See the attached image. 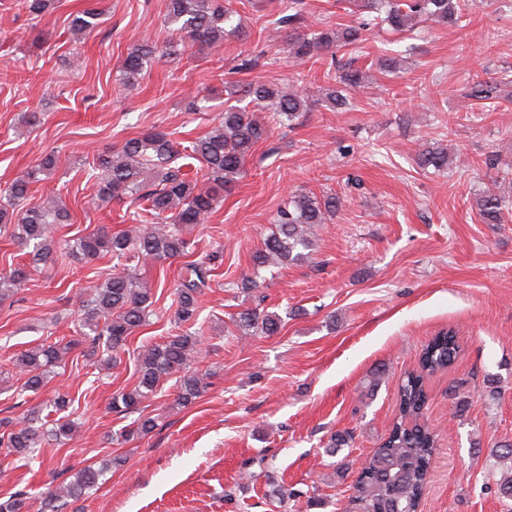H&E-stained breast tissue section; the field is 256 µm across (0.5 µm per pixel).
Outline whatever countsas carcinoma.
I'll use <instances>...</instances> for the list:
<instances>
[{
  "instance_id": "carcinoma-1",
  "label": "carcinoma",
  "mask_w": 512,
  "mask_h": 512,
  "mask_svg": "<svg viewBox=\"0 0 512 512\" xmlns=\"http://www.w3.org/2000/svg\"><path fill=\"white\" fill-rule=\"evenodd\" d=\"M466 0H381V22L394 31L412 30L417 20H431L455 26L462 22V3ZM53 0H19V6L35 18L42 15ZM166 16L175 26L183 47L202 51L222 41L239 27V11L232 0H166ZM98 12L87 9L72 20V31L86 36L97 27ZM277 23L288 27V57L302 64L320 59L327 64L326 79L331 81L319 98L331 112H343L349 94L364 86L366 72L350 64H339L336 51L355 47L364 40L370 22L344 25L336 29L312 28L305 24L304 0H279ZM177 45H160L146 39L130 49L122 64V87L130 93L148 63L158 54L171 55ZM227 94L253 106L247 110L236 105L224 109L218 124L189 145L188 157L200 163L202 180H191L177 163L179 151L163 131L150 132L126 140L100 156L97 162V191L94 203L107 207L130 198L143 202L140 226L110 234L102 229L73 240L55 238L57 225L66 224L70 213L56 189H45L41 202L31 206V186L43 182V176L55 169L60 160L54 155L35 162L16 178L0 199V231L30 249L31 264L37 265L60 256L73 260H94L109 255L124 261L95 285L81 302L79 327L90 339L92 348L103 347L106 364L117 361L127 339L146 324L154 304L151 289L136 277L131 263L150 259L159 265L183 260V269L173 284L174 321L178 325L196 324L199 297L210 287L213 268L193 259L192 242L184 228L199 224L205 216L221 207L224 192L242 173L253 148L268 134V125L259 112L271 113L275 122L292 121L302 112L312 110V103L300 81L270 85L251 81L245 85L225 84ZM465 97L476 100H506L512 97V84L506 81H476L467 87ZM423 168L441 174L454 163L448 148L430 146L418 155ZM339 199L334 194L318 197L298 192L277 212L275 231L253 253L254 267L275 268L288 261H303L313 246L310 230L322 224L326 215L336 211ZM485 224H502L512 201L494 187L485 189L476 202ZM27 278V270L14 268L0 274V298L15 293ZM238 327L243 331L259 329L267 335L279 332L281 318L274 313L247 310L240 314ZM199 332H183L163 342L147 346L137 357V383L112 397V410L118 413L138 406L154 394L160 382L177 376V404L186 407L209 387L210 373L190 369L199 352ZM74 343L44 342L20 351L9 362L24 378L23 389L36 393L46 383L54 368L60 366ZM456 334L452 331L435 336L422 350L418 369L408 373L398 384V417L392 428L364 463L353 485L352 501L360 512H417L425 492L426 480L436 449L433 431L423 422L427 406L426 379L448 369L458 354ZM49 420L30 411L20 422L3 419L11 427L0 438L3 458H23L43 444L63 447L77 429L72 419V399L59 395L50 403ZM112 469L88 466L73 479L50 490L42 498V512H62L70 501L95 489L104 474ZM27 496L15 493L0 501V512H24Z\"/></svg>"
}]
</instances>
